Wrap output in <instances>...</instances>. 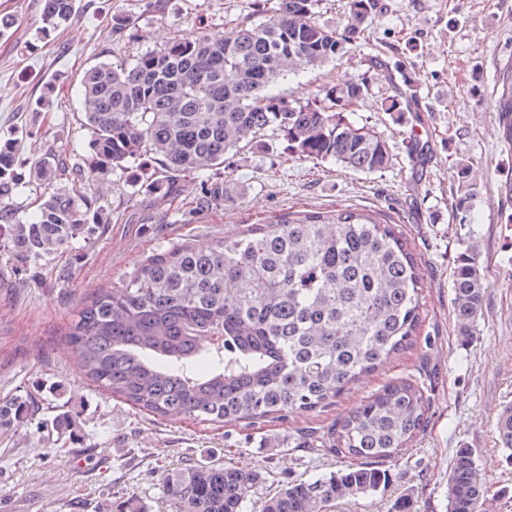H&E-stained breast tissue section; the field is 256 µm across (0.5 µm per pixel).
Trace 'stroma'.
<instances>
[{
	"instance_id": "35a3bbf8",
	"label": "stroma",
	"mask_w": 512,
	"mask_h": 512,
	"mask_svg": "<svg viewBox=\"0 0 512 512\" xmlns=\"http://www.w3.org/2000/svg\"><path fill=\"white\" fill-rule=\"evenodd\" d=\"M79 0L72 20L41 37L43 0H0V17L15 24L0 34V137L16 139L25 166L23 188L11 198L21 218L34 211L38 186L28 169L44 154L83 165L87 132L81 73L94 62L127 61L197 28L220 36L259 19L278 0ZM138 19L136 38L116 40L112 15ZM512 58V0H376L352 52L320 69L290 75L271 94L304 102L324 86L367 76V98L346 110L349 121L383 137L394 153L386 172L361 174L294 154L283 135L267 130L260 146L226 155L227 195L198 212L196 176L163 180L145 193V157L100 182L78 188L111 215L93 239L66 254L16 268L0 255V399L24 397L31 424L0 426V512H115L120 498L147 512H167L162 478L204 456L264 475L263 500L283 483L337 470L345 458L292 448L301 429H328L386 382L412 378L431 404L426 427L396 462L385 491L363 512H390L410 495L414 512H446L448 472L459 449H472L484 476L512 497V458L499 446L495 417L512 404V145L496 112L499 62ZM411 79L419 111H382V98ZM55 87L50 111L38 109L43 85ZM419 132L423 150L404 143ZM468 165L476 196L473 220L460 223L458 184L451 173ZM375 211L390 217L419 254L424 282L422 323L413 346L364 377L322 411L254 425L160 418L139 411L82 377L64 333L87 294L118 285L161 245L239 233L291 211ZM474 247L487 282L475 336L460 341L450 282L454 260ZM62 412L72 429L50 427Z\"/></svg>"
}]
</instances>
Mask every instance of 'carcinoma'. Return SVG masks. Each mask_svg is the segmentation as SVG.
Returning a JSON list of instances; mask_svg holds the SVG:
<instances>
[{
    "mask_svg": "<svg viewBox=\"0 0 512 512\" xmlns=\"http://www.w3.org/2000/svg\"><path fill=\"white\" fill-rule=\"evenodd\" d=\"M78 0H45L42 33L66 24ZM316 0H279L254 24L221 38L203 32L147 50L130 62L100 61L80 78L85 166L69 173L49 154L29 182L51 186L36 213L17 218L9 199L22 188L12 140L0 139V252L20 262L49 261L91 237L109 213L68 186L69 176L99 182L151 154L170 175L202 180L224 155L258 142L269 128L298 155L378 173L392 166L390 145L358 127L346 107L367 95L364 76L327 85L297 103L267 94L287 74L316 70L349 52L374 8L350 0L343 31L322 23ZM405 91L380 102L405 112ZM498 111L512 133V83ZM456 211L471 223L468 168H456ZM212 183L195 201L207 210L224 201ZM424 284L419 261L387 220L362 210L294 211L233 236L179 242L150 255L127 280L93 289L65 341L80 373L95 386L162 418L256 423L314 413L413 344ZM487 283L473 247L454 260L451 277L458 335L476 333ZM430 399L417 381L397 379L372 393L334 428L301 432L299 448L347 459L328 475L287 483L254 508L264 477L204 458L163 478L168 512H328L341 500L371 497L391 482L382 466L423 430ZM32 408L0 401V425H24ZM502 448L512 452V404L496 419ZM498 492L469 448L448 473L447 512H484Z\"/></svg>",
    "mask_w": 512,
    "mask_h": 512,
    "instance_id": "1",
    "label": "carcinoma"
}]
</instances>
